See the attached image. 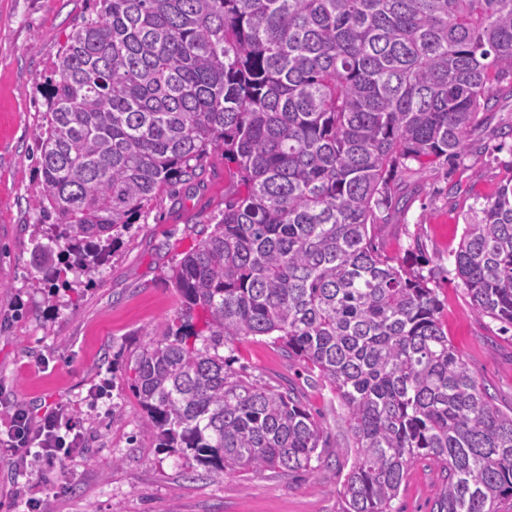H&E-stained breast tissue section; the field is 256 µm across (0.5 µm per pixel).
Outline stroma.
<instances>
[{
    "mask_svg": "<svg viewBox=\"0 0 512 512\" xmlns=\"http://www.w3.org/2000/svg\"><path fill=\"white\" fill-rule=\"evenodd\" d=\"M87 0H0V420L21 406L43 413L67 408L84 435L82 448L54 464L24 461L0 445V512H339L343 464L283 476L216 477L191 470L160 449L128 387L127 358L178 311L180 297L163 279L197 243L230 181L221 154L211 155L201 185L153 203L115 252L92 273H68V287L36 285L29 206L39 172L33 154L53 63ZM481 150L462 163L440 159L405 177L403 199L375 246L434 275L440 319L456 352L479 382L512 407V329L479 315L453 254L462 216L512 177V86L494 88ZM234 366L272 386H292L331 444L350 443L344 411L328 389L312 384L303 363L268 337L236 342ZM439 483L427 461L414 464L395 507L429 512Z\"/></svg>",
    "mask_w": 512,
    "mask_h": 512,
    "instance_id": "35a3bbf8",
    "label": "stroma"
}]
</instances>
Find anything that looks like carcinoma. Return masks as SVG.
Wrapping results in <instances>:
<instances>
[{
  "mask_svg": "<svg viewBox=\"0 0 512 512\" xmlns=\"http://www.w3.org/2000/svg\"><path fill=\"white\" fill-rule=\"evenodd\" d=\"M512 83V0H92L53 67L34 208L54 257L90 273L145 209L214 153L233 190L166 272L180 311L131 355L162 448L216 475H288L353 455L340 512H394L426 457L431 512L512 497V408L456 353L432 276L373 245L398 173L480 141ZM454 271L512 326V178L470 206ZM268 336L346 410L332 448L293 390L224 349Z\"/></svg>",
  "mask_w": 512,
  "mask_h": 512,
  "instance_id": "1",
  "label": "carcinoma"
}]
</instances>
